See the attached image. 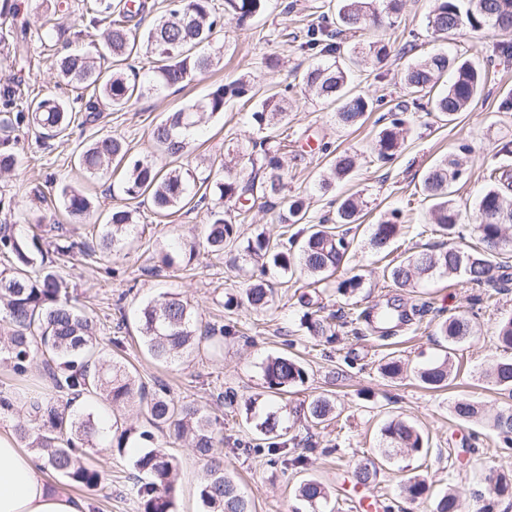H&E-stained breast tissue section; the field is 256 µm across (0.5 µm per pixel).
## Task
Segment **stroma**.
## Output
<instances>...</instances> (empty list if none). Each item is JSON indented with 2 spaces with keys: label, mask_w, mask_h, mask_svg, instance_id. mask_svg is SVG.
<instances>
[{
  "label": "stroma",
  "mask_w": 512,
  "mask_h": 512,
  "mask_svg": "<svg viewBox=\"0 0 512 512\" xmlns=\"http://www.w3.org/2000/svg\"><path fill=\"white\" fill-rule=\"evenodd\" d=\"M328 2L269 0L266 11L247 29L225 21L217 38L224 54L211 71L196 75L185 87H169L124 109L104 111L92 123L77 114L68 136L44 139L34 126H21L14 147L18 164L0 175V224H60L67 227L71 239H84L88 227L72 223L56 202L58 189L65 183L99 201L93 224L104 223L111 208L136 209L138 235L121 252L108 260L96 255L64 257L57 260L56 268L95 318L101 342L111 343L114 355L139 383L149 387L163 383L175 399L198 404L219 419L224 442L216 456L239 480L256 512H309L296 495L306 478L318 479L327 487L335 512H355L354 504L360 498L373 504V512H433L436 500L447 491L457 494L462 512H476L491 496L489 473L512 470V453L502 450L492 428L495 415L511 405L512 399L480 378L485 368L505 356L496 344L495 329L500 317L512 314V266L504 269V279L494 288L490 303L485 300V288L461 277H436L414 288H398L384 280L385 262L374 254L369 238L372 224L396 209L401 213V231L393 244L392 259L402 260L438 242L426 222L430 203L421 184L428 166L444 156L454 155L460 164L463 175L454 185L455 199L469 212L475 209L490 169L512 171V153L502 150L512 142V109L502 107L504 101L512 100V57L501 52L503 46L512 44V32H464L445 42L426 29L433 0H404L394 25L375 33L391 47L387 59L353 68L358 91L377 104L366 123L352 130L337 124L334 107L302 95L300 76L314 58L288 39L290 33L315 20ZM3 7L17 8L18 17L9 31L0 33V91L13 87L22 108L46 94L73 100V92L55 81L50 50L102 42L103 26L90 25L83 18L86 0H0ZM50 17L65 28L62 40L51 47L43 40V24ZM439 48L482 65L488 81L480 98L449 123L427 109L409 108L403 118L410 133L400 152L393 161H374L372 147L382 119L405 99V69ZM271 54L278 57L277 66H265L264 58ZM244 73L252 79L255 97L231 100L222 113L204 115L188 161L206 170L211 163H222L224 157L241 152L257 134L250 114L259 98L285 91L290 110V147L283 157L285 180L289 194L304 199L308 222L318 223L335 212L349 195H360L366 202L363 222L354 231L349 263L363 285L352 297L340 296L331 282L307 289L303 280L273 268L266 276L274 289L268 308L256 312L243 306L225 307L227 296L238 294L260 275L257 264L241 259L236 245L226 246L220 255L201 251L181 257L170 268L158 262L161 252L203 237L204 209L184 208L159 217L149 203L109 194L110 184L120 182L121 172L90 178L77 164L80 150L106 134L123 138L134 156H156L149 136L154 125L169 112L204 99L215 85ZM347 150L357 156L354 170L336 181L329 192H320L317 184L332 157ZM37 191L44 195V202L34 201ZM299 230V225L282 222L277 210L259 207L237 223V234L243 240L262 233L276 242ZM167 292L188 300L202 324L234 325L238 335L225 337L216 350L203 349L173 363L156 362L143 344L136 313L144 303ZM391 303L414 311L415 317L383 339L367 330L358 315ZM312 310L332 316L338 324L334 342L302 329L303 314ZM459 310L476 312L480 330L475 339L458 344L451 355L458 369L453 384L442 391L426 389L417 378L419 369L446 355L434 334L435 325ZM280 354L299 357L306 379L288 393L276 395L265 387L263 366L268 357ZM392 358L404 368L397 379L384 376L381 370ZM317 396L328 397L335 409L332 420L315 427L300 420L294 410ZM460 396L482 407L480 421L463 423L453 418L450 408ZM270 415L276 417L277 430L289 451L308 452L306 466L273 464L264 455L265 442L255 425ZM395 417L424 432L429 439L427 454L401 452L388 459L381 457V429ZM313 443L318 446L314 453L308 450ZM157 444L178 462L177 512H202L198 486L205 475V461L195 455L187 440L172 432L160 433ZM92 456L110 475L111 490L75 486L72 494L89 501L91 512H139L135 498L125 490L132 452L112 453L103 441ZM368 458L375 459L379 473L375 480L362 484L355 468ZM414 475L426 479L430 490L410 501L402 487Z\"/></svg>",
  "instance_id": "stroma-1"
}]
</instances>
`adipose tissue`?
Returning <instances> with one entry per match:
<instances>
[{"instance_id":"obj_1","label":"adipose tissue","mask_w":512,"mask_h":512,"mask_svg":"<svg viewBox=\"0 0 512 512\" xmlns=\"http://www.w3.org/2000/svg\"><path fill=\"white\" fill-rule=\"evenodd\" d=\"M0 512H90L86 502L52 485L36 453L20 448L10 430L0 431Z\"/></svg>"}]
</instances>
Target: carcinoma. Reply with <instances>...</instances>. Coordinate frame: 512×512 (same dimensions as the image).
<instances>
[{"instance_id":"obj_1","label":"carcinoma","mask_w":512,"mask_h":512,"mask_svg":"<svg viewBox=\"0 0 512 512\" xmlns=\"http://www.w3.org/2000/svg\"><path fill=\"white\" fill-rule=\"evenodd\" d=\"M267 0H224V13L240 27L259 15ZM401 0H337L334 17L319 15V20L307 26L305 40L299 49L325 57L310 66L301 77L302 92L336 106V120L352 128L365 121L373 111V100L349 88L351 64L360 55L380 64L390 53L382 42L348 43L347 34L355 35L378 27L384 18L399 13ZM90 22L107 25L103 42L94 52L68 51L55 57L57 76L66 85L92 94L85 103L86 120L94 122L99 108H123L132 100L158 87L184 86L197 74L216 65L217 54L209 50L214 34L223 28L221 17L212 13L210 0H177L175 8L160 17L148 30L140 33L130 26L134 15L128 4L114 0H90L87 8ZM427 29L435 35H455L470 31H512V0H435L434 9L427 17ZM144 54L152 73L151 83L142 85L137 74L125 71V61ZM453 73L448 88L431 100V111L439 118H452L469 108L479 97L486 73L467 60L441 52L410 64L404 73V86L413 101L425 97L436 87L447 72ZM253 91L251 78L242 75L230 82L216 85L207 97L173 112L165 121L155 125L150 138L165 157L178 160L190 151L194 129L201 115L224 112L226 102L241 98ZM73 109L63 99L44 96L32 100L27 109L18 108L15 92L4 90L0 101V174L14 169L17 155L13 133L24 121L32 122L45 131L49 138L64 137L72 124ZM259 137L245 151L251 167L248 177H242L233 166L224 162V176H200L198 168L189 164L157 167L151 158L130 155L125 140L103 135L85 147L79 154L78 166L90 177L104 175L112 167L123 169L119 191L129 200L149 198L155 214L166 217L193 201L206 202L207 229L202 243L192 242L189 252L204 247L210 252H222L226 244L236 240V222L224 210V204L234 201L240 205L259 195L273 204H280L286 214L281 220L299 224L306 214L303 198L285 194V173L282 155L288 147V136L276 134L288 125L286 97L272 93L263 98L252 112ZM405 120L395 117L376 137V160L390 161L404 142ZM355 165L354 157L344 152L331 166L332 178L322 180L320 188L327 191L332 181L345 178ZM461 170L454 158H442L428 170L423 180L425 198L431 201L429 210L433 231L445 239L437 250L425 248L388 267L387 277L400 288L414 287L418 280L434 274L450 278L462 275L469 283L484 287L499 280L496 272L506 267L502 255L512 251V238L506 235V226L512 224V201L502 193L498 184L489 186L478 198L477 220L462 224V210L452 199V186L459 180ZM208 192L200 195L196 187ZM59 197L69 217L77 223L90 218L96 210L93 199L82 190L64 184ZM363 202L350 196L336 208L335 216L312 224L302 231L304 239L298 249L286 243H271L263 234L247 240L242 256L273 266L283 272H299L317 284L336 273L342 278L336 283V292L353 295L362 286L357 275H347L344 265L349 258L348 225L359 223ZM137 224L131 210L112 209L106 223L98 225V252L108 258L121 250L135 236ZM397 215L372 226L370 244L377 253H383L400 232ZM470 229L475 245L463 243L464 229ZM60 226L29 224L21 231L17 224H0V255L9 266L0 268V363L16 375L27 373L32 362L43 358L45 364H55L48 378L52 388L66 396H84L88 400L111 407L135 401L145 405L149 428L132 424L107 426L93 412H71L69 406H60L38 390L24 396L23 407L29 422L15 426V433L27 447L36 451L44 468L52 476L88 489L104 486L106 477L90 454L109 432L117 429L110 448L121 454L128 444L139 442L143 451L133 461L130 491L136 497L140 512H176V460L161 448L154 447L153 430L168 428L179 438L187 439L197 457L207 461L206 473L199 485V499L203 512H255L252 499L238 482L213 457L214 448L223 442L217 422L199 405L183 403L170 396L162 386L153 393L136 383L124 364L112 359L95 336L93 318L76 304L69 287L54 269L46 264L42 241L52 238L57 253L88 251L87 242H70L56 237ZM273 301V288L263 280L251 284L238 297H231L227 305L247 304L261 310ZM143 343L148 353L160 362H172L200 350L205 342L218 347L224 337L235 336V326L218 329L204 328L194 307L179 295L167 293L162 299L150 301L139 310ZM406 322L405 313L393 308L380 309L374 328L389 334ZM302 328L314 337L332 338L331 322L313 312L304 315ZM474 314L459 311L439 321L437 335L446 344L442 361L422 369L418 378L431 389L446 387L453 380L454 366L451 350L477 336ZM500 347L512 350V314L502 317L496 328ZM301 363L288 356L268 358L264 378L269 392L278 394L305 380ZM485 378L498 390L512 395V358L492 365ZM330 399L318 396L301 408L299 418L317 426L332 414ZM455 417L463 422L480 420V408L462 397L452 407ZM493 428L506 448L512 447V407L503 409L493 421ZM386 447L382 454L389 458L398 452L420 455L426 451L427 441L413 424L392 419L383 429ZM270 461L288 462L303 466L308 457L301 454L287 458L286 444L272 442L267 448ZM429 490L426 480L416 476L407 480L405 494L417 500ZM297 496L306 502L312 512H322L327 505L328 491L319 480L309 478L297 488ZM458 497L448 492L437 499L434 512H460Z\"/></svg>"}]
</instances>
